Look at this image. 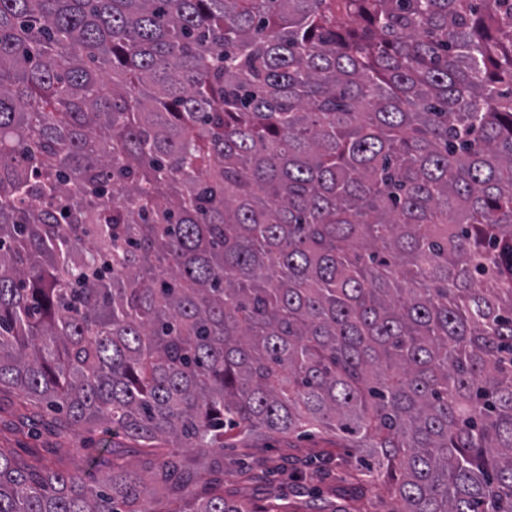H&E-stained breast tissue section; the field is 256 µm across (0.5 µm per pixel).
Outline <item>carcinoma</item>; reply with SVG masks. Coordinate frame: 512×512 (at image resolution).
<instances>
[{"instance_id":"cac0c4a2","label":"carcinoma","mask_w":512,"mask_h":512,"mask_svg":"<svg viewBox=\"0 0 512 512\" xmlns=\"http://www.w3.org/2000/svg\"><path fill=\"white\" fill-rule=\"evenodd\" d=\"M6 397L149 478L1 444L0 512H283L224 438L312 430L512 512V0H0ZM92 437V442L88 443L89 448L87 449V452L90 454L89 456H93L97 454V450L100 446V443L104 439H108L112 441V444L122 447V450L125 451L127 454V459L132 465L134 469L137 471L145 474L143 470V458L140 455L138 448H136V445L130 441L125 440L121 435L119 434H113L111 433H102L97 432L92 435H85L86 437ZM98 442V443H97Z\"/></svg>"}]
</instances>
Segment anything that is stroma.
<instances>
[{
    "instance_id": "1",
    "label": "stroma",
    "mask_w": 512,
    "mask_h": 512,
    "mask_svg": "<svg viewBox=\"0 0 512 512\" xmlns=\"http://www.w3.org/2000/svg\"><path fill=\"white\" fill-rule=\"evenodd\" d=\"M327 458L328 469L310 468V461ZM356 463L345 440L325 432L286 437L266 434L249 442H235L224 451V495L260 500L269 492L300 506L301 486L316 487L347 508L366 506L369 512H390L392 501L383 483L361 484L352 479Z\"/></svg>"
}]
</instances>
